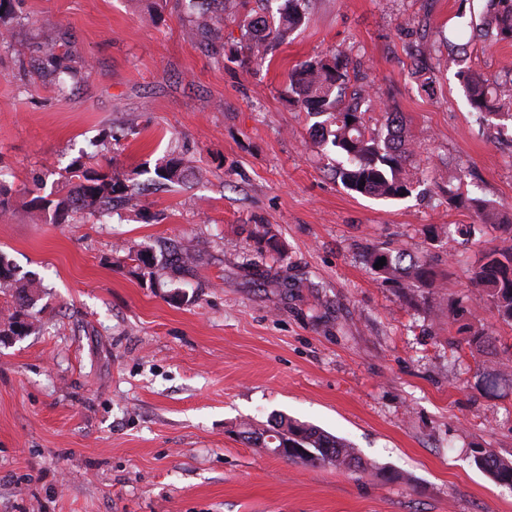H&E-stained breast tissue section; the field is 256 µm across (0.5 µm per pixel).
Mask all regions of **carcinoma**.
I'll use <instances>...</instances> for the list:
<instances>
[{
    "mask_svg": "<svg viewBox=\"0 0 512 512\" xmlns=\"http://www.w3.org/2000/svg\"><path fill=\"white\" fill-rule=\"evenodd\" d=\"M305 0H283L277 25L270 26L267 16L256 13L244 21L240 51L236 58L248 66L262 63L268 54L269 44L283 42L295 29L305 22ZM490 12L484 21L485 35L495 41H512V0H490ZM45 62L54 75L57 93L65 92L73 70L62 64L55 50H45ZM458 76L473 110L486 115L507 114L512 117V79L491 85L479 74L462 68ZM348 80V63L345 57L335 52L330 56L300 63L291 73L288 93L306 112L324 117V128L314 130L324 145L333 148L345 163L335 170L336 178L348 190L361 196L377 199H404L416 190L418 180L407 171L406 163L410 150L405 140L395 141L390 135L370 131L363 124L359 102L343 103L338 90ZM70 180L56 198L37 195L30 199L29 206L36 215L52 212L54 219L62 220L71 214H87L102 218L105 207L119 195L133 197L135 178L118 173L92 172L83 168L76 159L68 166ZM154 181L180 185L191 174L183 159L171 157L156 165ZM459 187H448V200H464ZM477 218L475 224H459L456 234L458 244L463 247L473 242L477 226L488 225L496 229H512V223L499 218V213L486 201L477 197L467 199ZM251 236L257 251L265 249L282 252L275 237L263 224L255 225ZM386 264L376 268L380 258ZM366 265L388 280L397 279L405 273L406 278L421 284L432 282L433 267L426 261L408 256L397 248H371L364 255ZM139 276L149 281L152 288L161 287L160 271L172 267L184 268L195 261V254L187 252L172 262L157 259L153 254L140 251L136 254ZM471 283L481 290V299L489 302L497 318L512 323V246L493 245L481 251L472 266ZM36 280L19 277L8 256L0 252V290L12 293L16 307L0 321V343L6 336H27L35 331L33 313L35 297L32 288ZM465 310L456 304L448 305V323L460 324L459 331L468 334L470 347L482 351L494 343L483 328L464 322ZM262 437V447L275 445L290 448L288 458L299 459L311 465L330 464L349 470L360 468L362 463L345 442L313 426L298 424L284 416L274 417L264 429H249L246 440L253 442L254 436ZM475 463L495 482L512 488V465L483 449L476 451Z\"/></svg>",
    "mask_w": 512,
    "mask_h": 512,
    "instance_id": "1",
    "label": "carcinoma"
}]
</instances>
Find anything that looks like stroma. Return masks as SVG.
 I'll return each instance as SVG.
<instances>
[{"label": "stroma", "instance_id": "obj_1", "mask_svg": "<svg viewBox=\"0 0 512 512\" xmlns=\"http://www.w3.org/2000/svg\"><path fill=\"white\" fill-rule=\"evenodd\" d=\"M153 2L0 8V251L42 282L36 332L0 343V512H512V488L473 461L484 448L512 463V371L444 313L471 309L512 346L470 284L487 239L457 243L473 212L446 194L464 181L512 220V121L480 119L446 45L467 39V67L512 78V42L469 37L488 0H308L307 24L246 67L233 55L256 0H210L197 34L185 0ZM50 45L78 70L63 96L42 68ZM335 51L369 128L403 116L411 197L345 189L291 101L289 72ZM173 154L196 179L142 186L109 217L55 224L28 207L73 160L130 174ZM257 224L285 256L257 253ZM372 245L427 259L434 286L403 294L366 266ZM174 249L200 260L171 288L128 258ZM275 415L346 440L365 470L245 443L244 423Z\"/></svg>", "mask_w": 512, "mask_h": 512}]
</instances>
